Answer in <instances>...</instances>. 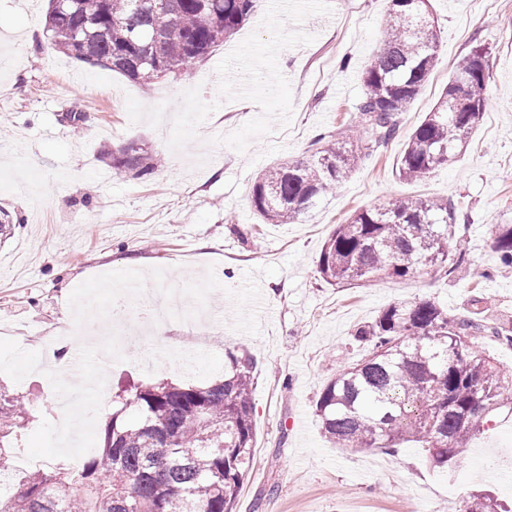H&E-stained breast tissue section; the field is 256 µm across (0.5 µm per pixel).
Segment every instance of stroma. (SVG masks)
<instances>
[{
	"mask_svg": "<svg viewBox=\"0 0 512 512\" xmlns=\"http://www.w3.org/2000/svg\"><path fill=\"white\" fill-rule=\"evenodd\" d=\"M0 0V209L20 229L0 245V390L32 402L12 434L39 467L84 462L99 447L112 400L133 383H207L226 350L254 358V459L235 512H448L484 486V460L512 470V415L488 423L452 475L418 449L350 450L327 441L315 413L328 380L367 349L355 330L394 302L433 300L466 315L483 299L487 323L512 320V270L495 260L498 225L512 224V0H431L441 45L398 134L332 196L293 224H264L250 190L264 167L307 155L318 135L347 124L361 73L380 47L387 0H260L248 23L190 75L151 85L49 51V0ZM478 44L493 66L488 106L466 149L426 181L398 172L412 130ZM248 75L249 87L237 79ZM82 132L66 118L73 101ZM137 142L157 152L145 181L116 175L106 153ZM445 199L470 274L433 271L336 287L317 272L324 241L358 210L396 197ZM136 278L166 289L160 339L109 323L111 289ZM67 322L69 333L57 336ZM26 342H19V335ZM101 385L82 442L63 445L57 420L70 383L61 359Z\"/></svg>",
	"mask_w": 512,
	"mask_h": 512,
	"instance_id": "35a3bbf8",
	"label": "stroma"
}]
</instances>
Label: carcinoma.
<instances>
[{
  "mask_svg": "<svg viewBox=\"0 0 512 512\" xmlns=\"http://www.w3.org/2000/svg\"><path fill=\"white\" fill-rule=\"evenodd\" d=\"M259 0H65L46 16L58 52L149 83L188 75L235 35ZM380 51L362 73V92L347 126L317 138L301 159L266 167L250 202L267 224H291L345 183L357 164L392 139L434 66L439 36L429 0H390ZM491 52L481 45L459 61L438 102L409 135L399 175L431 178L457 158L487 108ZM160 157L131 143L112 152V170L153 176ZM456 209L448 201L396 198L356 211L325 240L320 278L364 286L432 269L443 278L466 272L452 248ZM495 269H512V224L491 245ZM512 346V321L485 325L448 313L438 302L394 303L355 330L368 354L341 367L316 401L321 432L342 448L397 451L414 443L429 466L451 475L457 457L488 417L512 413L507 366L479 338ZM254 362L225 352L224 378L199 385L146 382L131 387L102 430L101 446L74 474L6 465L0 475L19 490L0 512H234L253 461ZM31 403L0 391V439L18 427ZM460 512H512L490 491L460 502Z\"/></svg>",
  "mask_w": 512,
  "mask_h": 512,
  "instance_id": "carcinoma-1",
  "label": "carcinoma"
}]
</instances>
